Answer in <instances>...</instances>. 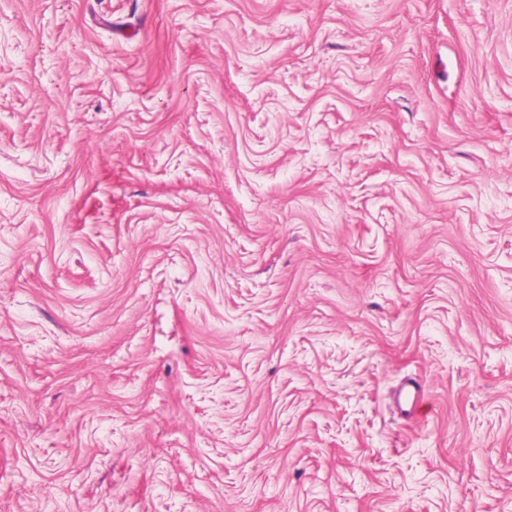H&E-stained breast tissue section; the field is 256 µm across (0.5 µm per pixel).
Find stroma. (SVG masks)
I'll list each match as a JSON object with an SVG mask.
<instances>
[{
  "label": "stroma",
  "mask_w": 512,
  "mask_h": 512,
  "mask_svg": "<svg viewBox=\"0 0 512 512\" xmlns=\"http://www.w3.org/2000/svg\"><path fill=\"white\" fill-rule=\"evenodd\" d=\"M0 512H512V0H0ZM423 395V389L418 381L409 382L396 394L395 401L399 407L408 415L415 412V408Z\"/></svg>",
  "instance_id": "stroma-1"
}]
</instances>
